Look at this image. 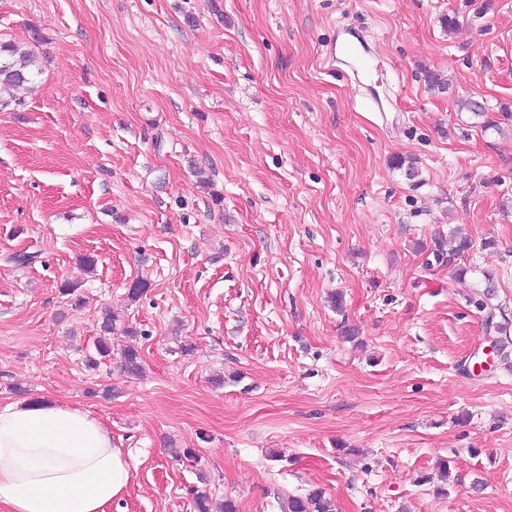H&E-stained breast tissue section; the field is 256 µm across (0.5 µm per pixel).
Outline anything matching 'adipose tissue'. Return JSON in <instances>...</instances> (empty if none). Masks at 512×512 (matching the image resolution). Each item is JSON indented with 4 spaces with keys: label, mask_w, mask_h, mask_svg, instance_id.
<instances>
[{
    "label": "adipose tissue",
    "mask_w": 512,
    "mask_h": 512,
    "mask_svg": "<svg viewBox=\"0 0 512 512\" xmlns=\"http://www.w3.org/2000/svg\"><path fill=\"white\" fill-rule=\"evenodd\" d=\"M130 475L124 450L81 409L42 399L0 405L6 512H105Z\"/></svg>",
    "instance_id": "adipose-tissue-1"
}]
</instances>
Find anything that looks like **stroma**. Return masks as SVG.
Masks as SVG:
<instances>
[{
	"mask_svg": "<svg viewBox=\"0 0 512 512\" xmlns=\"http://www.w3.org/2000/svg\"><path fill=\"white\" fill-rule=\"evenodd\" d=\"M347 31L382 111L329 59ZM0 41L36 58L0 111V404L110 431L106 512H512V345L474 304L492 275L512 322V133L458 108L512 111V0H0ZM459 227L462 280L434 258ZM107 309L132 334L92 369ZM459 109L462 112H468L474 120L472 124H476V127H480L482 131L493 130L498 134L504 133L505 130L501 126L503 122L489 120L485 106L479 101L473 98L462 99L459 101ZM290 512H335L336 505L321 490H314L305 497H294L289 502Z\"/></svg>",
	"mask_w": 512,
	"mask_h": 512,
	"instance_id": "1",
	"label": "stroma"
}]
</instances>
